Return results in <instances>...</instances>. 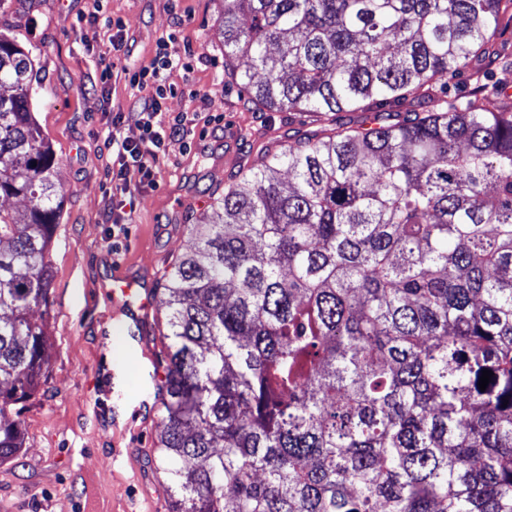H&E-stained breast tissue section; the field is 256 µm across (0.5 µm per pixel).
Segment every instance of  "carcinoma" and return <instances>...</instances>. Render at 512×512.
Wrapping results in <instances>:
<instances>
[{"label": "carcinoma", "mask_w": 512, "mask_h": 512, "mask_svg": "<svg viewBox=\"0 0 512 512\" xmlns=\"http://www.w3.org/2000/svg\"><path fill=\"white\" fill-rule=\"evenodd\" d=\"M223 2L249 109L371 119L260 147L190 225L162 284L169 512H512V0ZM38 83L0 34V198L27 202L0 208V459L48 364Z\"/></svg>", "instance_id": "cac0c4a2"}]
</instances>
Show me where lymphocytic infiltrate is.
I'll return each mask as SVG.
<instances>
[{
	"label": "lymphocytic infiltrate",
	"instance_id": "f902f5d3",
	"mask_svg": "<svg viewBox=\"0 0 512 512\" xmlns=\"http://www.w3.org/2000/svg\"><path fill=\"white\" fill-rule=\"evenodd\" d=\"M171 39L163 37L157 44L151 66L130 73L128 83L134 92L130 113H116L105 134V146L114 155L109 172L112 187L126 195L154 185L155 169L164 158L169 142L182 138L181 121L166 122L161 118L163 104L171 91L168 74L175 69L190 70L189 56H175L169 50ZM133 120L140 130L138 140L123 137L121 128Z\"/></svg>",
	"mask_w": 512,
	"mask_h": 512
}]
</instances>
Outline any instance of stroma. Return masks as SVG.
Listing matches in <instances>:
<instances>
[{
    "label": "stroma",
    "instance_id": "obj_1",
    "mask_svg": "<svg viewBox=\"0 0 512 512\" xmlns=\"http://www.w3.org/2000/svg\"><path fill=\"white\" fill-rule=\"evenodd\" d=\"M0 0V33L31 53L41 74L33 93L36 120L53 146L55 180L67 191L51 251L44 308L49 363L39 388L9 411L23 446L0 461V512H168L166 481L154 463L161 381L167 350L165 313L153 304L146 335L130 338L114 324L116 278L136 274L159 287L182 253L188 226L213 213L225 184L257 147L333 122L366 121L363 112H255L224 83L216 41L217 0ZM187 23L171 43L192 49V71L173 73L165 118H181L188 135L170 142L153 187L135 193L124 231L104 221L112 205V164L102 132L130 111L127 72L150 65L176 17ZM121 20L130 52L112 57L111 21ZM112 66L108 84L97 76ZM207 92L189 98L187 86ZM223 115L215 128L214 115Z\"/></svg>",
    "mask_w": 512,
    "mask_h": 512
}]
</instances>
